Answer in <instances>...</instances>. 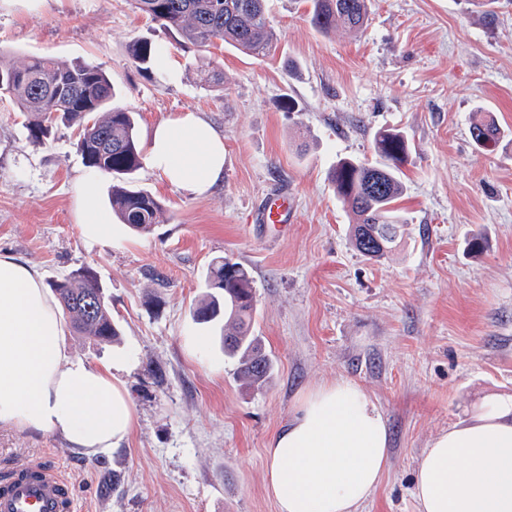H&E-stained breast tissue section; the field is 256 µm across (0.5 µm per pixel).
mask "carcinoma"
<instances>
[{"instance_id": "carcinoma-1", "label": "carcinoma", "mask_w": 512, "mask_h": 512, "mask_svg": "<svg viewBox=\"0 0 512 512\" xmlns=\"http://www.w3.org/2000/svg\"><path fill=\"white\" fill-rule=\"evenodd\" d=\"M309 24L328 34L338 28L361 31L369 18L370 0H308ZM131 5L164 31L177 36L182 47L198 49L220 43L251 56H265L276 36L267 17L266 0H131ZM128 55L147 72L167 54L162 43L136 38L129 42ZM200 82L218 86L224 81L213 61L197 68ZM0 93L9 96L16 108L27 114L35 143H42L49 126L75 125L79 131L76 150L92 173L112 175V213L120 223L137 232L148 231L163 207L151 192L135 184L134 174L142 167L135 113L112 105L116 96L112 80L94 64H67L49 57H33L15 65L0 56ZM472 140L482 151L495 147L501 138L492 120L470 127ZM379 161L365 164L342 159L330 174L336 195L352 216V242L370 260L385 258L397 247L407 221L397 205L405 192L399 163L407 150L404 136L391 130L374 139ZM204 298L193 309L199 323H224V356L236 366L237 378L261 389L272 375V361L260 336L253 333L256 291L250 272L228 257L208 266ZM51 290L60 299L73 330L99 342L119 336L112 312L102 298L97 277L90 269L54 281ZM99 297L93 312L85 299Z\"/></svg>"}]
</instances>
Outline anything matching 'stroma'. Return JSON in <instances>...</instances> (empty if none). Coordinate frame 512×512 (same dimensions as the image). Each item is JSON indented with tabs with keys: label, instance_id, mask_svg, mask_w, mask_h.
Returning <instances> with one entry per match:
<instances>
[{
	"label": "stroma",
	"instance_id": "1",
	"mask_svg": "<svg viewBox=\"0 0 512 512\" xmlns=\"http://www.w3.org/2000/svg\"><path fill=\"white\" fill-rule=\"evenodd\" d=\"M305 0H270L276 49L256 59L231 46L208 58L174 45L130 0H0V53L104 68L116 106L135 112L140 145L177 112H199L224 135V180L192 196L142 166L136 182L163 204L152 231L113 223L86 242L75 218L87 175L58 124L35 144L26 117L0 98V254L45 281L88 267L120 331L96 343L66 331L68 354L94 364L131 358L124 387L135 410L125 443L96 457L55 435L0 428V472L41 458L73 484L78 512H278L266 448L307 388L360 385L385 417L388 467L362 512H418L413 479L429 442L512 394V0L493 17L468 0H372L359 34L324 35ZM136 36L168 45L175 74L130 60ZM502 130L492 153L471 139L475 115ZM401 131L408 157L399 205L407 220L386 258L363 257L329 174L336 161L374 160L378 131ZM287 189L292 221L253 223ZM251 272L254 332L273 375L243 385L219 330L196 323L208 264Z\"/></svg>",
	"mask_w": 512,
	"mask_h": 512
}]
</instances>
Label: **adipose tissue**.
I'll return each instance as SVG.
<instances>
[{"instance_id": "1", "label": "adipose tissue", "mask_w": 512, "mask_h": 512, "mask_svg": "<svg viewBox=\"0 0 512 512\" xmlns=\"http://www.w3.org/2000/svg\"><path fill=\"white\" fill-rule=\"evenodd\" d=\"M150 167L191 195L224 178V136L197 112L159 124ZM76 221L91 243L112 234L91 181L76 198ZM64 319L39 270L0 255V426L56 433L93 457L125 442L134 406L120 378L129 358L96 366L65 352ZM390 435L369 395L339 380L308 390L270 440L265 483L278 512H359L386 469ZM420 512H512V395L490 413L437 435L415 474Z\"/></svg>"}]
</instances>
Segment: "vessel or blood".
<instances>
[{
    "instance_id": "1",
    "label": "vessel or blood",
    "mask_w": 512,
    "mask_h": 512,
    "mask_svg": "<svg viewBox=\"0 0 512 512\" xmlns=\"http://www.w3.org/2000/svg\"><path fill=\"white\" fill-rule=\"evenodd\" d=\"M260 224L288 221V192L280 189L257 209ZM76 497L59 467L40 459L13 464L0 476V512H75Z\"/></svg>"
}]
</instances>
